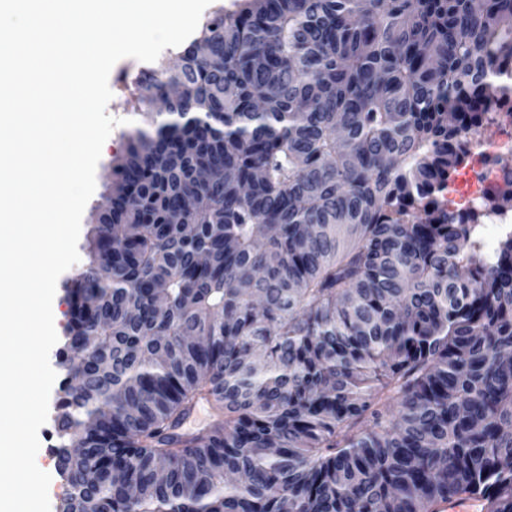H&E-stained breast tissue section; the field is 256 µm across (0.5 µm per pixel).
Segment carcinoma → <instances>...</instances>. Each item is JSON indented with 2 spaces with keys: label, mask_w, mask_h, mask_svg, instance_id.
<instances>
[{
  "label": "carcinoma",
  "mask_w": 512,
  "mask_h": 512,
  "mask_svg": "<svg viewBox=\"0 0 512 512\" xmlns=\"http://www.w3.org/2000/svg\"><path fill=\"white\" fill-rule=\"evenodd\" d=\"M179 60L67 283L59 512H512V191L438 201L512 0H242ZM437 512H481V500L469 493L455 496L436 505Z\"/></svg>",
  "instance_id": "carcinoma-1"
}]
</instances>
